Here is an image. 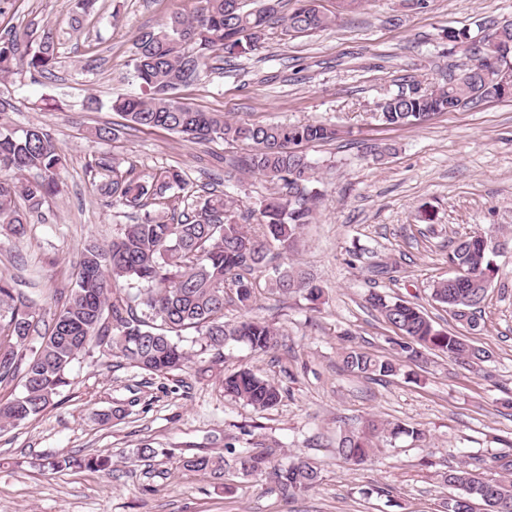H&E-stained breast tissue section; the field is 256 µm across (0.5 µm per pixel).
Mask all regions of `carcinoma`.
Segmentation results:
<instances>
[{
  "instance_id": "1",
  "label": "carcinoma",
  "mask_w": 512,
  "mask_h": 512,
  "mask_svg": "<svg viewBox=\"0 0 512 512\" xmlns=\"http://www.w3.org/2000/svg\"><path fill=\"white\" fill-rule=\"evenodd\" d=\"M296 2L291 13L279 17L280 0H260L250 11L243 10L241 0H199L194 15H174L136 37L129 66L143 95L118 98L110 109L121 114L131 129L154 128L197 143L215 138L240 143L248 153L224 163L263 176L278 191L254 210L256 224L261 226L258 234L245 231L236 220L233 201L213 189L199 196L189 213L167 219L146 212L137 223L125 225L110 244L87 245L67 302L48 323L34 302L0 278V383L17 377L21 382L19 394L0 401L1 428L44 411L59 388L67 385L73 360L108 335L115 353L157 375H169L187 365L189 354L181 342L183 332L191 329L206 349L220 350L233 341L266 353L279 345L280 331L264 321L249 318L225 323V295L249 306L254 297L249 275L265 254L275 246L285 251L294 247L300 230L310 223L318 196L306 187L314 179V166L304 147L335 139L336 129L321 123L230 122L221 112H205L181 101L174 90L199 79L216 51L240 55L257 50L271 25H280L287 34H308L335 24L337 16L324 12L317 0ZM483 32L479 38L467 31L448 32V42L454 45L471 43V64L432 87L402 80L397 92L377 105L378 120L388 126L413 125L432 114L474 109L501 96L499 72L512 70V22L503 27L491 20ZM57 49L50 28L34 40L16 31L0 36V82L19 66L40 75L50 72ZM89 166L107 173L108 181L101 187L107 207L117 203L143 207L186 186L182 172L175 168L141 179L122 171L115 157L97 156ZM64 168L65 156L47 131L40 127L17 130L0 123V227L23 238L29 216L40 211L47 196L60 191ZM31 171L37 173L33 180L24 177ZM18 198L24 202L22 209L16 204ZM488 254L482 235L460 240L449 254L458 274L432 288L433 299L472 328L477 327L475 310L484 301L475 285L496 274ZM122 282L138 285L137 304H130L121 291ZM269 288L281 293L301 290L313 304L324 294L298 265L275 269ZM368 303L399 331L401 339L394 342V353L384 358L353 347L344 349L341 363L349 372L371 380L389 377L399 371L400 363L416 361L425 350L468 365L487 358L486 351L470 341L436 328L416 304L390 301L378 293L370 294ZM222 386L226 395L257 412L275 407L281 399L274 382L248 368L224 377ZM419 435L417 428L371 419L360 429L341 430L336 452L345 462L359 465L373 453L376 442ZM231 454L230 461L222 456H193L183 461V467L221 479L230 465L243 477L269 478L285 499L319 485L320 470L305 457L275 463L264 449L243 448ZM49 465L106 469L110 459L64 456ZM501 468L508 477L490 480L462 464L448 470L443 481L458 493L476 491L473 501L483 504L484 512H512V460Z\"/></svg>"
}]
</instances>
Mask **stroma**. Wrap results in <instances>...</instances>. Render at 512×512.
<instances>
[{
	"label": "stroma",
	"instance_id": "stroma-1",
	"mask_svg": "<svg viewBox=\"0 0 512 512\" xmlns=\"http://www.w3.org/2000/svg\"><path fill=\"white\" fill-rule=\"evenodd\" d=\"M197 8L198 0H97L77 25L72 0H0L1 35L36 37L49 26L58 37L50 74L24 69L0 85L13 104L0 119L43 127L66 157L61 192L31 216L25 238L0 232V277L34 299L44 317L61 309L84 247L110 243L144 214L103 206L106 177L90 169L92 157H116L140 177L181 169L189 194L218 188L240 213L276 190L262 176L226 166V157L246 149L221 138L199 144L141 128H123L115 140L90 136L120 125L113 99L139 92L126 67L135 35ZM338 15L335 26L306 35L272 26L258 50L218 54L206 74L178 90L184 102L233 121L337 130L335 140L306 148L319 193L312 224L294 250L273 249L252 273L251 310L224 309L225 322L248 313L279 328L280 347L205 350L190 330L183 346L191 360L167 376L132 367L103 346L79 354L52 405L0 429V512H440L451 493L448 469L466 462L502 478L496 458L512 456V249L491 256L498 273L477 329L456 321L431 289L454 275L448 255L458 239L481 231L494 241L512 232V98L416 126L387 127L374 112L399 78L427 87L440 71L463 68L467 57L452 50L447 31L512 20V0H428L421 11L406 0H363ZM289 263L323 288L318 307L301 293L269 290L273 267ZM373 291L422 306L437 328L467 336L488 361L471 367L427 352L407 372L380 381L343 371L344 348L393 352L398 334L368 304ZM243 368L279 386L274 408L258 413L225 396L220 378ZM371 418L423 437L403 436L380 444L363 464L345 463L336 454L340 430ZM145 444L159 456L138 460L134 452ZM230 447L309 458L321 481L286 501L267 479L229 473L216 480L182 466ZM63 455H107L112 465L48 468Z\"/></svg>",
	"mask_w": 512,
	"mask_h": 512
}]
</instances>
